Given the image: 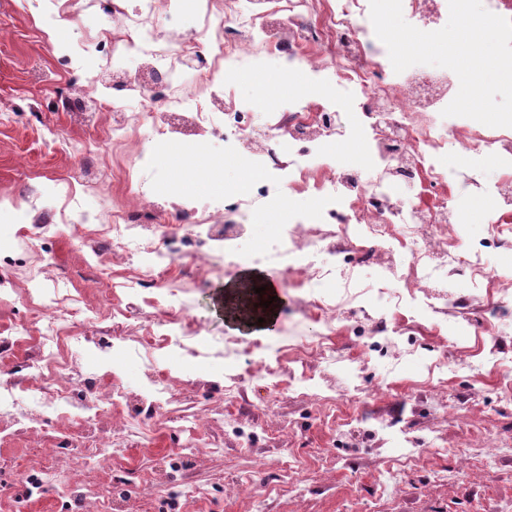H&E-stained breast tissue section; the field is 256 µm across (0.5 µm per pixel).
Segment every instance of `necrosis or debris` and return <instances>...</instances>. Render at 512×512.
<instances>
[{"label": "necrosis or debris", "instance_id": "1", "mask_svg": "<svg viewBox=\"0 0 512 512\" xmlns=\"http://www.w3.org/2000/svg\"><path fill=\"white\" fill-rule=\"evenodd\" d=\"M402 10L423 31L438 30L449 17L448 0H402ZM369 11V0H112L110 26L94 46L102 62L114 66L112 96L98 110L109 114L110 138L126 147L125 160L113 164L100 141L88 140L54 180L57 207L43 208L30 176L19 180L15 195L0 198V210L26 205L40 232L73 225L93 260L86 284L73 288L61 265L33 253L28 233L18 235L23 274L0 289V308L22 300L29 316L0 336V368L30 339H37L39 353L27 361L25 383L0 377V433H37L45 410L71 406L82 438L97 443L99 461L108 463L110 447L161 416L176 394L155 352L245 358L246 349L234 341L204 338L193 295L235 264L234 243L247 223L302 183L322 201L325 215L299 216L273 247L248 259L278 269L285 287L298 293L303 321L321 323L324 331L297 349L301 373L254 359L245 379H271L272 392L281 395L295 379H310L318 363L335 359L336 324L357 297L353 270L336 263L337 252L347 248L357 265L378 268L379 289L398 282L426 300H450L448 273L466 268L472 287L496 289L501 301L495 311L504 313L512 279L488 267L481 250L464 252L453 242L460 186L488 200L482 221L492 238L512 235V128L443 116L459 89L455 73L416 66L395 72ZM160 15L167 22L162 32L155 25ZM130 54L143 62L135 76L117 67ZM260 59L280 61L303 84L328 87V98L316 104L298 97L288 111L258 120L236 99L232 84ZM100 80L93 72L62 97L61 110L73 125H95L98 111L88 103ZM131 97L137 109H126ZM143 129L156 145L172 137L192 146L223 138L231 155L261 170L257 191L228 189L203 207L190 195H164L148 175L154 152L134 139ZM350 137L361 142L367 165L339 166L324 155V144ZM484 160L502 169L495 183L482 180ZM80 185L111 186L115 193L90 213L76 191ZM105 320L140 361L142 385L131 390L108 376L89 380L82 400L72 402L69 389L83 375L88 325ZM22 391L31 403L19 400ZM242 399L229 389L211 408L184 416L185 431L195 437L215 426L243 434Z\"/></svg>", "mask_w": 512, "mask_h": 512}]
</instances>
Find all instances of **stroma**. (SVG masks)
Wrapping results in <instances>:
<instances>
[{
  "label": "stroma",
  "instance_id": "stroma-1",
  "mask_svg": "<svg viewBox=\"0 0 512 512\" xmlns=\"http://www.w3.org/2000/svg\"><path fill=\"white\" fill-rule=\"evenodd\" d=\"M71 19L48 24L42 9L31 0H0V192L16 182L18 156H25L44 187L70 164L73 149L88 139L86 131L70 125L57 109L62 83L57 75L59 52L93 43L107 29L105 11L87 8L86 0H68ZM236 95L259 113L287 111L297 93L319 101L321 87H301L287 72L269 63L252 65L241 74ZM153 179L171 192H186L199 202L223 193L225 187L247 183L257 172L225 163L224 142L203 143L187 154L182 141L166 142L156 150ZM460 232L456 244L465 250L484 240L488 228L480 221L481 198L465 192L457 198ZM63 266L71 279L86 269V255L71 229L58 225L49 241H35ZM356 277L367 288L360 309L338 326L336 350L343 360L328 371V380L308 382L306 391L290 393L281 416L294 426L287 446H270L273 429L256 414L251 437L263 445L267 465L254 472V451L248 447L216 448L212 436L195 441L199 452L191 458L190 484L176 483L181 497L201 498L205 512H512V318L488 322L492 293L469 288L467 275H453L449 288L468 304L469 317L454 316L447 305L430 308L420 301L394 307L372 292L378 279L374 266L359 267ZM212 286L195 296V313L210 335L256 345L226 323L217 311ZM283 303L264 355L292 367L293 350L312 340L316 325L298 326L293 311L295 294L281 289ZM405 328L401 341L408 348L397 356L392 339L371 334L380 316ZM482 364V372L456 365L457 355ZM447 356V370L435 369ZM159 361L184 384L206 380L220 385L238 367L228 360L187 359L171 351ZM112 372L125 386L141 383L140 363L127 357L117 340L103 338L84 354L83 372L98 376ZM208 395H176L166 407L167 422L155 434L131 448H121L111 467L99 466L84 449L75 423L50 416L48 434L68 436L73 452L59 459L51 477L53 496L0 498V512H68L65 485L70 469H78L85 484L108 483L113 471L134 469L149 474L159 459L179 460L188 441L178 419L203 407ZM494 438L495 450L481 448L482 437ZM413 438L423 456L417 466L401 471L399 488H392L388 472L402 451L404 438ZM41 472L50 462L42 449L24 440L0 435V482H12L20 465ZM259 477L254 500L226 494V487Z\"/></svg>",
  "mask_w": 512,
  "mask_h": 512
}]
</instances>
